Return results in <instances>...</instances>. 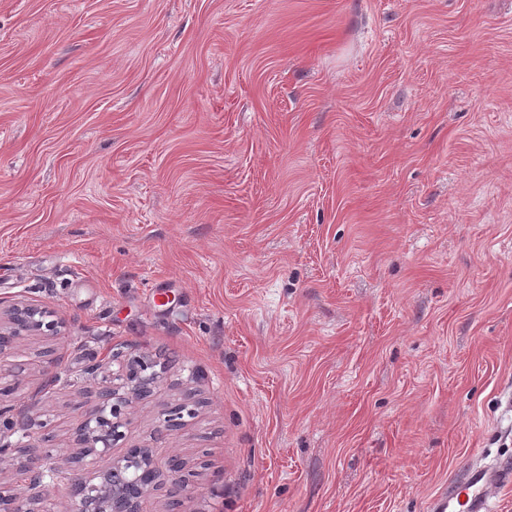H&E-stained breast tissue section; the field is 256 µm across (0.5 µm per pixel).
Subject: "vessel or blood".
<instances>
[{"label":"vessel or blood","mask_w":512,"mask_h":512,"mask_svg":"<svg viewBox=\"0 0 512 512\" xmlns=\"http://www.w3.org/2000/svg\"><path fill=\"white\" fill-rule=\"evenodd\" d=\"M512 481V463L496 469L473 465L433 496L429 512H492L487 490L493 484Z\"/></svg>","instance_id":"b4317fda"}]
</instances>
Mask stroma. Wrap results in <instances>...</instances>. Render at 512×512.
<instances>
[{
  "label": "stroma",
  "mask_w": 512,
  "mask_h": 512,
  "mask_svg": "<svg viewBox=\"0 0 512 512\" xmlns=\"http://www.w3.org/2000/svg\"><path fill=\"white\" fill-rule=\"evenodd\" d=\"M18 302L60 323L0 350L34 452L88 352L150 361L151 512H426L512 460V0H0Z\"/></svg>",
  "instance_id": "stroma-1"
}]
</instances>
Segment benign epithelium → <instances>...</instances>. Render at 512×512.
Returning <instances> with one entry per match:
<instances>
[{"instance_id": "1", "label": "benign epithelium", "mask_w": 512, "mask_h": 512, "mask_svg": "<svg viewBox=\"0 0 512 512\" xmlns=\"http://www.w3.org/2000/svg\"><path fill=\"white\" fill-rule=\"evenodd\" d=\"M57 327L54 321H43L42 312L34 307L17 306L8 311L6 321H0V346L10 345L20 336ZM126 368L125 380L132 385L130 391L121 394L111 384L100 388L96 409L75 428L77 447L70 449V470L59 467L49 453L35 455L11 445L0 447L1 456L8 455L16 461L15 471L26 473L23 494L12 493L0 485V512H55L54 489L62 480L69 485L70 512H144L149 494L160 485L163 476L153 449L137 448L112 458V445L121 437L119 428L126 406L134 395L149 392L151 386L146 362L130 360ZM34 426L30 412L20 410L13 414L9 408H0V432L6 430L26 437ZM184 426L183 410L176 405L164 418L158 436L165 438ZM88 456L107 457L111 462L86 480L80 467Z\"/></svg>"}]
</instances>
